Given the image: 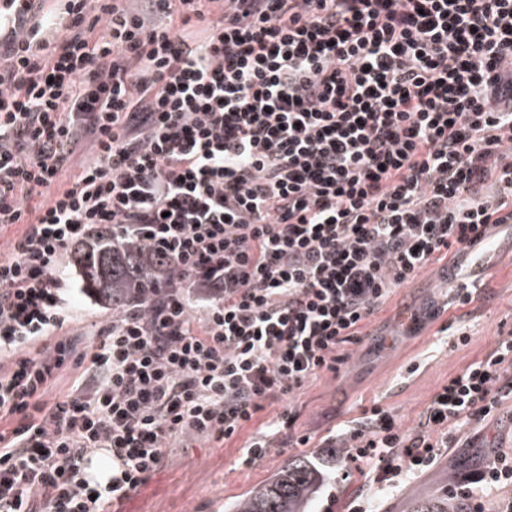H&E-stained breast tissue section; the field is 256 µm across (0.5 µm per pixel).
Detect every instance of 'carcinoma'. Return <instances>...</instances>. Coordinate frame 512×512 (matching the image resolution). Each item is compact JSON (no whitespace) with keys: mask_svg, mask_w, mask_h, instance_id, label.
Instances as JSON below:
<instances>
[{"mask_svg":"<svg viewBox=\"0 0 512 512\" xmlns=\"http://www.w3.org/2000/svg\"><path fill=\"white\" fill-rule=\"evenodd\" d=\"M70 258L82 284L101 304L123 307L133 295L146 301L166 280L173 261L155 257L133 241H112L105 234L75 248ZM329 475L307 456L288 460L271 478L240 497L230 512H308Z\"/></svg>","mask_w":512,"mask_h":512,"instance_id":"obj_1","label":"carcinoma"}]
</instances>
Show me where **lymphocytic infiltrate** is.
I'll use <instances>...</instances> for the list:
<instances>
[{
	"mask_svg": "<svg viewBox=\"0 0 512 512\" xmlns=\"http://www.w3.org/2000/svg\"><path fill=\"white\" fill-rule=\"evenodd\" d=\"M0 512H107L176 435L226 441L336 371L435 265L472 302L512 223V0H0ZM72 178H64L66 169ZM173 258L81 353L69 251L101 231ZM76 386L45 398L59 370ZM512 398V335L404 430L341 438L384 481ZM108 451L113 476L85 468Z\"/></svg>",
	"mask_w": 512,
	"mask_h": 512,
	"instance_id": "obj_1",
	"label": "lymphocytic infiltrate"
}]
</instances>
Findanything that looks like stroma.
<instances>
[{
    "instance_id": "obj_1",
    "label": "stroma",
    "mask_w": 512,
    "mask_h": 512,
    "mask_svg": "<svg viewBox=\"0 0 512 512\" xmlns=\"http://www.w3.org/2000/svg\"><path fill=\"white\" fill-rule=\"evenodd\" d=\"M491 256L488 276L478 288L479 302L457 306L455 290L437 283L429 269L396 288L384 310L368 321L361 343L346 346L347 360L336 371L311 378L292 397L294 443H282L264 427L280 412L277 404L226 442L169 438L160 467L121 502L122 512H224L225 505L262 485L288 459H326V439L357 427L365 410L375 405L391 411L405 429L414 428L441 385L483 359L498 339L512 332V227H500ZM431 304L449 306L454 317L450 327L425 320L414 331L402 330L403 310L420 311ZM111 315L78 290L70 298L68 328L93 342ZM462 332L468 334V343H459ZM263 436L270 437L271 449L245 462V446ZM457 439L456 447L440 449L434 465L405 474L393 486L379 481L376 462L336 459L334 475L313 508L349 512L361 500L371 512H416L425 494L447 490L450 474L464 461L468 467L459 486L474 487L485 512H499L502 503L512 500V486L477 487L473 481L495 454L512 455V401H504L495 418L465 425Z\"/></svg>"
}]
</instances>
